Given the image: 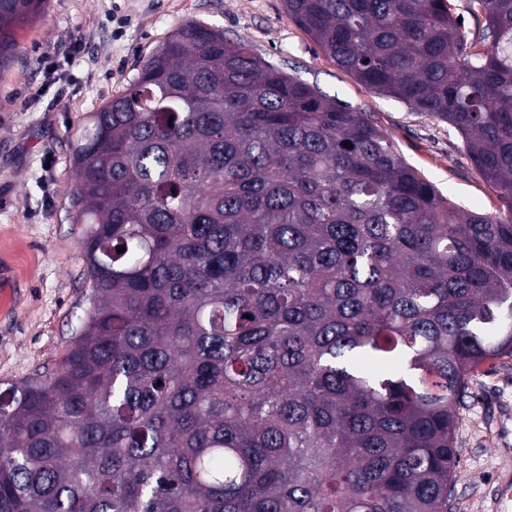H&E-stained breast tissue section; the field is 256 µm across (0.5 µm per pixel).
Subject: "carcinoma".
I'll return each instance as SVG.
<instances>
[{
    "instance_id": "obj_1",
    "label": "carcinoma",
    "mask_w": 512,
    "mask_h": 512,
    "mask_svg": "<svg viewBox=\"0 0 512 512\" xmlns=\"http://www.w3.org/2000/svg\"><path fill=\"white\" fill-rule=\"evenodd\" d=\"M468 4L472 36L450 0H283L340 68L457 129L501 215L196 21L89 113L90 308L0 391V512H448L473 373L512 357V0ZM45 7L0 0V72Z\"/></svg>"
}]
</instances>
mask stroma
Here are the masks:
<instances>
[{
	"label": "stroma",
	"mask_w": 512,
	"mask_h": 512,
	"mask_svg": "<svg viewBox=\"0 0 512 512\" xmlns=\"http://www.w3.org/2000/svg\"><path fill=\"white\" fill-rule=\"evenodd\" d=\"M188 20L248 41L260 58L363 113L458 205L505 211L456 129L336 66L282 0H48L45 18L19 31L0 75V383L60 357L87 315L83 227L69 199L73 133ZM471 392L456 432L449 512H491L498 467L512 458V358L481 365Z\"/></svg>",
	"instance_id": "1"
}]
</instances>
